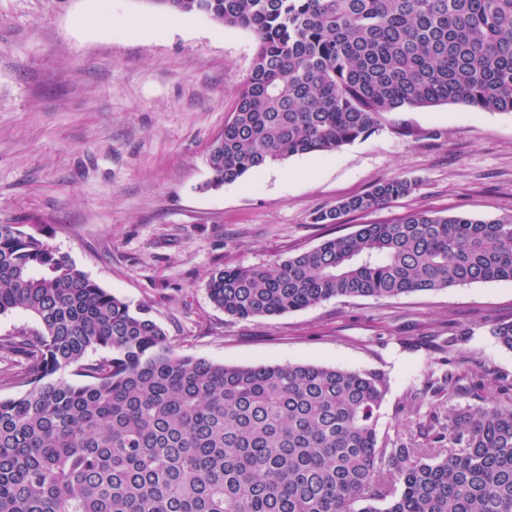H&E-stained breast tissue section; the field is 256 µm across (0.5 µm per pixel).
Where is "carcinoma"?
I'll return each instance as SVG.
<instances>
[{
    "mask_svg": "<svg viewBox=\"0 0 512 512\" xmlns=\"http://www.w3.org/2000/svg\"><path fill=\"white\" fill-rule=\"evenodd\" d=\"M256 36L213 142L206 188L296 155L341 149L383 113L440 103L512 112V0H151ZM408 180L313 214L340 224L409 194ZM512 280V214L416 210L360 224L283 261L217 267L212 304L235 319L332 299L394 298ZM33 336L0 370V512H512V405L459 409L451 371L411 396L448 410L414 438L379 437L387 380L315 364H214L174 351L131 309L19 224H0V314ZM107 355L87 359L88 352ZM76 367L87 382L61 372ZM39 329L37 319L26 311L16 309L0 314V338L17 336L22 332L31 334Z\"/></svg>",
    "mask_w": 512,
    "mask_h": 512,
    "instance_id": "obj_1",
    "label": "carcinoma"
}]
</instances>
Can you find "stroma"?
Here are the masks:
<instances>
[{
    "label": "stroma",
    "mask_w": 512,
    "mask_h": 512,
    "mask_svg": "<svg viewBox=\"0 0 512 512\" xmlns=\"http://www.w3.org/2000/svg\"><path fill=\"white\" fill-rule=\"evenodd\" d=\"M150 0H0V224L39 234L101 288L143 308L176 353L216 364H318L388 381L381 435L412 432L404 403L428 374H480L499 395L512 350V281L396 298L331 300L234 319L208 299L218 266L284 260L358 224L426 209L512 212V113L464 103L384 113L331 153L291 157L205 189L255 49L252 32L204 15L151 22ZM409 195L340 224L315 211L380 180Z\"/></svg>",
    "instance_id": "1"
}]
</instances>
